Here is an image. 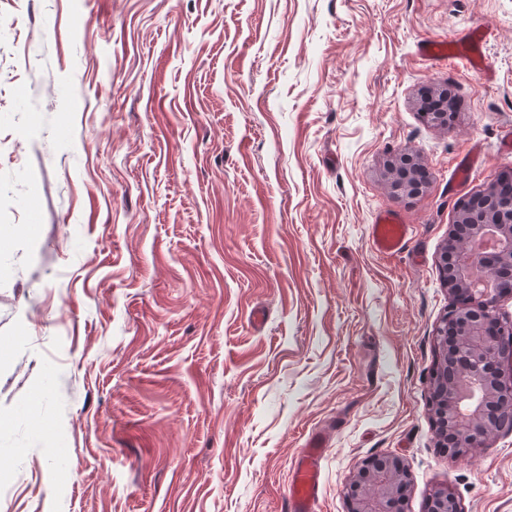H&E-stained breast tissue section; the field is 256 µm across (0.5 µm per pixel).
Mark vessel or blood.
Returning <instances> with one entry per match:
<instances>
[{
  "mask_svg": "<svg viewBox=\"0 0 512 512\" xmlns=\"http://www.w3.org/2000/svg\"><path fill=\"white\" fill-rule=\"evenodd\" d=\"M419 51L423 57L434 60L454 53L455 57L476 64L478 56L469 35L455 38L453 45L426 42ZM409 234V226L402 218L389 211L378 212L370 226V238L374 248L381 253L401 252ZM329 446L325 433L312 434L298 458L291 467V481L288 494L290 512H317V502L321 486V460Z\"/></svg>",
  "mask_w": 512,
  "mask_h": 512,
  "instance_id": "1",
  "label": "vessel or blood"
}]
</instances>
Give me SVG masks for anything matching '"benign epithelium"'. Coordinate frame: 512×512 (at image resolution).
Returning <instances> with one entry per match:
<instances>
[{
	"label": "benign epithelium",
	"mask_w": 512,
	"mask_h": 512,
	"mask_svg": "<svg viewBox=\"0 0 512 512\" xmlns=\"http://www.w3.org/2000/svg\"><path fill=\"white\" fill-rule=\"evenodd\" d=\"M492 234L497 246L482 256L480 265L489 287L477 290L466 270L468 248L453 246L441 257L444 283L452 292H463L467 302L448 311L438 329V339L453 366L442 378L443 400L434 406L439 434L452 435L458 448L482 447L496 434L489 414L497 398L512 400V319L497 312L500 299L512 294V279L500 275L512 268V210L495 207L494 223L472 225L467 242ZM408 486L403 462L396 456L370 459L354 475L347 497L350 512H394L396 499ZM428 512H461L447 489L433 491Z\"/></svg>",
	"instance_id": "obj_1"
}]
</instances>
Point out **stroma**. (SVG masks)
I'll return each mask as SVG.
<instances>
[{
	"mask_svg": "<svg viewBox=\"0 0 512 512\" xmlns=\"http://www.w3.org/2000/svg\"><path fill=\"white\" fill-rule=\"evenodd\" d=\"M476 27L483 72L416 52ZM509 128L512 0H0V512H286L319 429L318 512L384 456L402 512H512V432L451 453L431 410L440 254ZM409 224L402 218L389 211L377 213L370 226V238L374 248L385 254L401 252L407 243ZM427 511L461 512V508L452 492L448 489H437L428 499Z\"/></svg>",
	"mask_w": 512,
	"mask_h": 512,
	"instance_id": "stroma-1",
	"label": "stroma"
}]
</instances>
